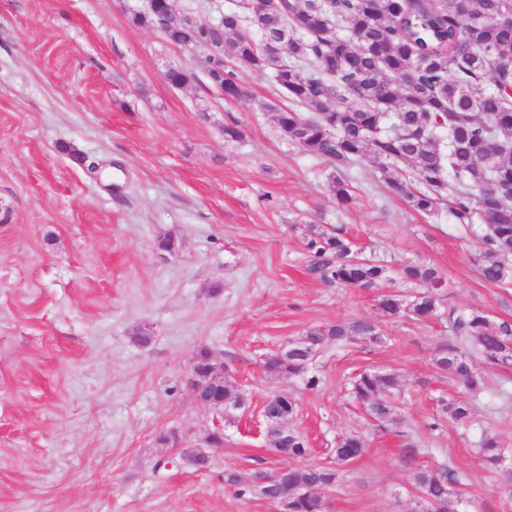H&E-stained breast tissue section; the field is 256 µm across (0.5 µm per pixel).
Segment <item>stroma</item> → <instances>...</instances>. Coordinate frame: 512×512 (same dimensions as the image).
<instances>
[{"label":"stroma","instance_id":"35a3bbf8","mask_svg":"<svg viewBox=\"0 0 512 512\" xmlns=\"http://www.w3.org/2000/svg\"><path fill=\"white\" fill-rule=\"evenodd\" d=\"M142 8L0 0V512H279L236 495L225 472L327 465L355 432L366 451L326 490L333 512H412L410 444L418 463L454 472L458 512H512L474 453L488 431L512 449V367L490 370L470 427L435 419L436 397H468L432 363L452 338L449 311L512 321V280L475 270L481 235L416 213L369 158L349 170L354 200L339 208L333 167L275 125L283 99L268 75L242 74L250 99L225 102L204 51L134 24ZM172 68L189 74L184 87L166 81ZM313 215L389 270L437 268L436 316L387 317L380 290L311 272L301 227ZM355 319L383 343L330 347L305 376L265 372L270 350ZM203 351L245 395L228 417L194 399L189 368ZM364 367L396 373V425L350 402ZM275 393L294 399L289 426L310 455L272 450L261 409ZM216 430L210 469L187 466L185 449Z\"/></svg>","mask_w":512,"mask_h":512}]
</instances>
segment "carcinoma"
Returning a JSON list of instances; mask_svg holds the SVG:
<instances>
[{
  "mask_svg": "<svg viewBox=\"0 0 512 512\" xmlns=\"http://www.w3.org/2000/svg\"><path fill=\"white\" fill-rule=\"evenodd\" d=\"M269 11L256 14L241 5L224 11L214 28L189 14L171 31L175 45L199 49L221 44L223 57L207 72L211 83L241 101L249 97L239 74L265 72L262 41L275 30L272 21L288 14V28L277 31L276 46L288 70L271 75L274 86L303 115L270 107L277 127L305 152L345 172L370 155L386 188L418 213L435 216L443 209L458 229L482 236L486 247L475 257L481 279L492 285L512 279V25L498 16L512 0H268ZM338 206L353 199L351 184L333 180ZM304 246L315 270L329 282L348 288H380L387 266L365 258L337 229L317 221L302 228ZM401 279L422 291L409 296L382 293L378 306L392 317L424 319L439 308L444 280L429 265L406 264ZM455 343L435 357L472 395L486 384L487 366H512V325L497 322L480 309L448 315ZM376 344V326L356 319L311 327L289 342L288 357L274 362L276 376L307 372L332 344ZM396 374L374 368L358 373L351 396L379 424L397 420ZM211 393L224 394L232 407L245 402L237 386L216 377ZM439 418L457 426L470 422L467 401L438 400ZM362 436L350 434L332 453L339 464L362 455ZM279 451L290 457L309 453L305 439L288 437ZM479 458L501 469L512 491V468L503 467V448L486 434L478 441ZM339 475L329 467L293 469L288 482L270 487L284 501V512H323V491ZM457 484L448 470L421 468L413 489L428 505L446 506Z\"/></svg>",
  "mask_w": 512,
  "mask_h": 512,
  "instance_id": "obj_1",
  "label": "carcinoma"
}]
</instances>
